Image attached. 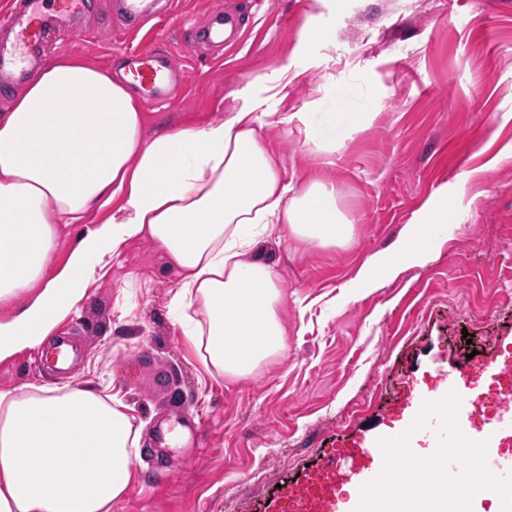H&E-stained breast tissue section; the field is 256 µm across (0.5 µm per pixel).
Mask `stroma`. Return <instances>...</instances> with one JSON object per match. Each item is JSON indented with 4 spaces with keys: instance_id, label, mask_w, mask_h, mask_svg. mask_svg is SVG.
Here are the masks:
<instances>
[{
    "instance_id": "35a3bbf8",
    "label": "stroma",
    "mask_w": 512,
    "mask_h": 512,
    "mask_svg": "<svg viewBox=\"0 0 512 512\" xmlns=\"http://www.w3.org/2000/svg\"><path fill=\"white\" fill-rule=\"evenodd\" d=\"M246 3L170 0L164 18L117 38L112 0H92L79 33L50 48L49 61L80 58L118 82L126 51H169L179 75L142 106L148 138L223 119L248 77L288 67L258 137L285 180L301 189L320 178L354 225L336 247L276 235L259 244L283 293L286 349L249 377L205 369L170 307L180 273L147 237L114 255L66 317L87 345L67 378L36 377L26 350L0 361V390L118 394L143 448L158 419L196 413L197 448L170 449L159 485L133 456L135 481L112 512H266L278 486L325 455L406 429L424 395H447L466 356L512 366V0H262L254 13ZM218 7L237 10L246 35L228 52L195 54L185 31ZM284 112L311 118L286 125ZM313 139L335 141V154L311 151ZM441 203L447 219L429 226L421 260L357 281ZM143 348L168 370L171 394L113 378V364Z\"/></svg>"
}]
</instances>
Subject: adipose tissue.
<instances>
[{"mask_svg": "<svg viewBox=\"0 0 512 512\" xmlns=\"http://www.w3.org/2000/svg\"><path fill=\"white\" fill-rule=\"evenodd\" d=\"M278 85L274 75L251 77L222 120L148 140L127 85L81 59L41 70L0 113V307L29 297L0 319V360L40 345L142 235L181 273L171 306L209 372L244 378L278 357L283 295L271 265L254 256L258 244L276 229L322 247L353 233L334 190L313 180L293 191L258 138L259 97ZM108 206L110 217L46 276L58 225ZM426 229L407 226L359 279L418 258ZM138 441L118 395L0 391V512H112L134 483Z\"/></svg>", "mask_w": 512, "mask_h": 512, "instance_id": "obj_1", "label": "adipose tissue"}]
</instances>
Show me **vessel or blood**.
Here are the masks:
<instances>
[{
    "mask_svg": "<svg viewBox=\"0 0 512 512\" xmlns=\"http://www.w3.org/2000/svg\"><path fill=\"white\" fill-rule=\"evenodd\" d=\"M118 8L113 15L120 32L127 33L142 28L156 18L158 9L155 0H117ZM87 14L86 0H24L0 19V29L6 30L7 38L0 39V86L11 87L24 82L31 63L36 59L51 31L60 22H77ZM238 34L231 12L218 9L200 28L187 34L190 48L205 45L221 46L233 41ZM127 74L137 86L140 94L148 99L166 96L175 79L176 65L170 54L161 50H141L126 55ZM70 336H56L50 348L36 352L31 361L32 370L42 376H51L65 371L73 360L69 350ZM157 366L151 349L138 351L132 357L118 362L117 376L127 385L138 386L148 373ZM472 364H462L448 374V387L462 398L458 422L466 424L473 390L468 379ZM172 428L159 430L158 447L149 449L145 459L153 478L168 479L171 468L162 444L168 443ZM384 455L378 440L363 443L351 449L346 457L325 456L304 479L283 489L273 498L267 512H336V496L340 486L351 471L359 469L365 460H383Z\"/></svg>",
    "mask_w": 512,
    "mask_h": 512,
    "instance_id": "1",
    "label": "vessel or blood"
}]
</instances>
